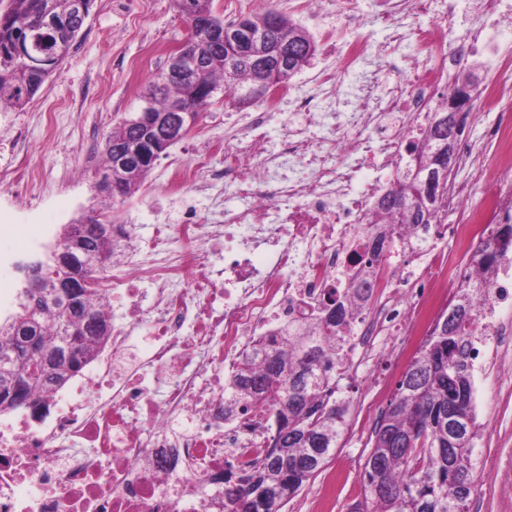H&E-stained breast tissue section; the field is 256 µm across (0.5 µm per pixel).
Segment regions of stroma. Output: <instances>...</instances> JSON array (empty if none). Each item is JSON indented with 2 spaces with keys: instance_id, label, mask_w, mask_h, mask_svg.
Masks as SVG:
<instances>
[{
  "instance_id": "obj_1",
  "label": "stroma",
  "mask_w": 512,
  "mask_h": 512,
  "mask_svg": "<svg viewBox=\"0 0 512 512\" xmlns=\"http://www.w3.org/2000/svg\"><path fill=\"white\" fill-rule=\"evenodd\" d=\"M186 20L173 0H95L83 29L59 69L24 107L0 111V170L14 168L19 179L0 186V317L16 310L22 286L19 263L43 253L54 241L59 225L70 223L100 197L95 184L106 135L130 113L140 111L151 77L185 41ZM497 81L504 93L499 108H479L465 126L469 140L494 152L486 132L498 124L503 111H512V67ZM202 140L187 134L155 164L140 190L119 204L120 221L148 235L164 214L193 208L207 218L223 188L198 189L168 203L165 172L171 159H191ZM475 384L494 411L493 440L479 438V457L497 452L512 458V376L489 373ZM349 423L375 426L385 403L375 400L369 381L349 384ZM369 451L365 441L346 438L322 472L298 494L306 512L325 504L328 512H350L361 500L360 469ZM497 474L476 477L470 512H512V500L502 488L511 480Z\"/></svg>"
}]
</instances>
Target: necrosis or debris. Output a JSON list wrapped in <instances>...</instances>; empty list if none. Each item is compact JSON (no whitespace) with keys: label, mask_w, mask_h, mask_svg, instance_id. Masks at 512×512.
I'll use <instances>...</instances> for the list:
<instances>
[{"label":"necrosis or debris","mask_w":512,"mask_h":512,"mask_svg":"<svg viewBox=\"0 0 512 512\" xmlns=\"http://www.w3.org/2000/svg\"><path fill=\"white\" fill-rule=\"evenodd\" d=\"M503 2L474 0L463 46L452 51L453 0H379L371 21L387 36L378 44L351 23L357 0H338L332 13L310 0L305 17L322 42L314 92L292 80L272 87L246 125L225 126L192 160L173 163L169 195L200 186L219 162L236 203L212 223L184 213L125 240L98 298L112 332L75 383L83 400L55 390L45 406L0 422V512H224L225 471L256 465L274 428L259 406L225 420V378L243 357L261 364L259 349L347 286L366 228L385 221L381 198L414 168L410 142L447 111L464 52L482 55L487 71L503 67ZM382 61L397 71L384 92ZM347 80L356 100L343 112ZM284 107L288 119L269 139L266 126ZM492 135V169L470 140L457 143L461 168L496 179L478 208L465 210L470 186L454 180L430 231L393 225L370 281L372 307L336 353L337 379L368 378L385 392L390 377L376 373L377 356L402 368L451 303L449 282L472 279L475 251L512 224V116ZM474 302V363L512 367L503 317L512 310L511 254L499 256ZM25 484L39 495L22 499Z\"/></svg>","instance_id":"necrosis-or-debris-1"}]
</instances>
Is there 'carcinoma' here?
I'll use <instances>...</instances> for the list:
<instances>
[{
  "instance_id": "1",
  "label": "carcinoma",
  "mask_w": 512,
  "mask_h": 512,
  "mask_svg": "<svg viewBox=\"0 0 512 512\" xmlns=\"http://www.w3.org/2000/svg\"><path fill=\"white\" fill-rule=\"evenodd\" d=\"M213 0H175L187 20L206 12L219 24ZM72 0H0V106L20 107L32 99L46 79L60 66L83 24L73 21L54 25L47 17L68 18ZM231 25L257 35L255 53L275 55L288 42V69L279 82L307 66L316 52L311 34L290 17L268 9L243 17ZM26 40L29 62L14 57L18 38ZM192 48L209 59L207 68L192 79L153 76L143 96L142 111L123 120L106 137L104 171L121 187L125 198L149 176L154 154L162 155V130L147 127L143 115L175 119L184 131L195 124L202 110L212 104L214 92L224 84H237L238 100L263 96L257 86L255 64L248 58L212 50L202 31L190 39ZM424 132L413 145L423 176L402 181L384 200L400 224L429 226L426 204L439 198V188L428 185L430 170L445 165L450 175L448 151L441 140L450 132L447 116ZM136 154L145 150L148 159L118 166L113 146ZM112 215L93 211L63 228L57 242L63 243L74 225L84 227L79 253L91 260L86 274L95 280L112 267L117 242L101 225ZM385 231L372 226L366 231L364 259L344 290L343 300H331L330 314L321 310L309 320L288 329L284 340L288 352L277 343L264 349V363L256 368L246 358L232 381L224 387V418L229 419L249 405L267 408L275 418L270 450L263 462L241 474L224 473V512H282L283 507L312 477L322 471L348 429L350 402L328 400L336 376L321 369L336 357L341 337L352 320L367 308L370 295L361 280L375 274L382 253ZM512 249V224H505L496 239L479 248L476 278L489 280L497 256ZM98 289H80L69 303L56 301L41 310L25 306L24 289L17 293L18 311L0 321V413L28 403L38 391L65 384L96 356L99 342L110 333L109 319L96 308ZM475 289L459 288L456 302L436 320L430 336L408 363L392 399L382 412L361 470L363 500L352 512H469L474 491L476 441L479 426L474 405L471 349L467 336L473 322ZM87 310L93 322L77 336H66L74 306ZM26 326L28 338L48 359L40 371H30L28 348L19 339L17 325Z\"/></svg>"
}]
</instances>
